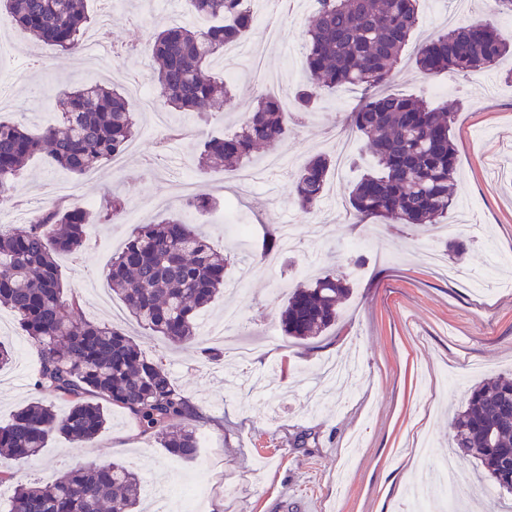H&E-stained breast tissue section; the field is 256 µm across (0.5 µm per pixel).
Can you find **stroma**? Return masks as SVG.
<instances>
[{
  "instance_id": "obj_1",
  "label": "stroma",
  "mask_w": 512,
  "mask_h": 512,
  "mask_svg": "<svg viewBox=\"0 0 512 512\" xmlns=\"http://www.w3.org/2000/svg\"><path fill=\"white\" fill-rule=\"evenodd\" d=\"M91 29L103 16L120 55L88 60L81 53H62L38 42L19 27L0 28V117L38 129L55 117L53 96L60 85L83 80L105 81L110 70L146 79L150 71L147 36L153 20L166 26L204 27L188 0L149 6L147 0H124L107 8L105 0H87ZM420 23L406 47L389 92L421 95L432 103L456 104L452 128L457 149L455 205L442 223L425 228L391 224L386 218L356 224L329 216L320 236H307L295 252H283L275 269L254 262L263 233L264 213L236 212L250 227L241 242L224 230L225 175L199 173L194 145L211 135H232L237 113L251 111L258 87L244 74L233 76L237 111L215 110L208 119L184 112L172 118L183 126V139L160 144L151 113L138 115L139 134L125 155L124 169L100 166L94 177L77 176L33 157L24 168L16 192L0 198V224H19V210L56 203L54 187H77V202L96 209L109 191L120 193L138 223L146 224L180 210L179 173L207 183L218 201L207 213H186L204 226L216 248L243 255L230 262L227 282L244 279L242 291L202 313L199 326H219L224 310H240L245 330L238 340L221 345L222 356L205 360L198 347H174L143 330L121 298L112 292L107 272L112 256L125 244L129 224H97L86 228L81 250L59 257L67 286L80 297L84 317L121 326L146 357L164 356L168 372L202 414L196 428L216 453L207 463L172 457L159 443L141 434L132 417L113 407L107 428L89 446L53 438L41 456L23 469L25 481H49L77 462L122 461L141 482L140 512H155L164 492L185 491L188 480L204 471L212 486L196 512H287V505L308 502L310 512H402L415 472L429 470L436 455L421 456V440L438 452H451L467 473L453 488L466 512L489 506H512L476 462L451 445L452 414L462 409L470 389L484 379L512 372V267L484 270L492 255L512 253V81L505 74L512 58L492 70L462 77L442 74L423 79L415 66L419 48L448 26L450 14L464 20L492 18L500 37L512 45V16L492 14L486 0H419ZM310 14L308 0H295L293 14L281 24L277 42L262 39L254 25L248 42L257 45L265 71L280 80L286 96H294L302 74L294 73L302 28ZM324 95L313 114L293 120L288 140L275 149L290 172L273 186L270 211L297 219L292 177L313 154L328 145L327 126L345 123L357 100L335 107ZM465 242L463 256L449 245ZM332 270L351 291L339 317L323 335L307 340L286 338L279 313L288 293L323 270ZM0 339L14 351L12 363L0 370V425L33 400L54 403L65 414L67 403L46 389H36V348L22 336L13 312L0 305ZM253 350L249 368L265 376L277 394L274 405L256 402L249 387L233 384L235 347Z\"/></svg>"
}]
</instances>
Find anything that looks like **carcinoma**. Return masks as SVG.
<instances>
[{"mask_svg": "<svg viewBox=\"0 0 512 512\" xmlns=\"http://www.w3.org/2000/svg\"><path fill=\"white\" fill-rule=\"evenodd\" d=\"M418 0H316L301 50L305 81L295 93L296 109L313 110L323 92L348 86L363 94L350 124L367 139L375 164L348 194L359 221L387 217L395 224H439L455 204L457 154L452 138L455 112L421 98L384 91L418 27ZM194 13L216 20L205 30L171 27L151 34L153 79L166 110L203 118L217 103L231 112L235 95L212 74L224 47L253 28L248 0H190ZM0 21L17 25L62 52L83 47L89 23L86 0H0ZM509 51L494 26L472 21L444 30L418 51L415 65L425 76L481 73ZM55 123L38 132L0 120V196L9 193L27 162L49 153L56 164L83 176L123 153L138 133L127 93L98 83L66 86L56 96ZM288 113L263 94L245 113L235 134L211 136L197 145L199 170L230 171L250 164L260 148L288 137ZM335 168L331 156L310 158L294 178V203L317 211ZM214 196L203 190L186 201L209 210ZM126 202L109 193L95 213L61 202L7 232L0 230V304L16 315L38 351L35 385L69 404L63 416L50 403L32 401L0 426V484H16L10 512H135L137 473L124 462L76 465L44 485L19 483L21 466L36 460L56 435L74 442L94 440L109 417L96 397L133 417L143 435L173 457L195 459L200 418L177 388L162 360L142 355L116 325L81 314L76 292L65 288L57 258L83 245L86 225L113 223ZM279 243L277 227L266 230L256 256ZM228 258L179 216L137 225L112 257L108 279L139 326L173 346L198 343V315L223 293ZM350 287L325 271L295 289L280 314L284 336L308 339L330 329ZM454 442L477 460L500 488L512 493V376L500 375L474 388L455 417Z\"/></svg>", "mask_w": 512, "mask_h": 512, "instance_id": "carcinoma-1", "label": "carcinoma"}]
</instances>
